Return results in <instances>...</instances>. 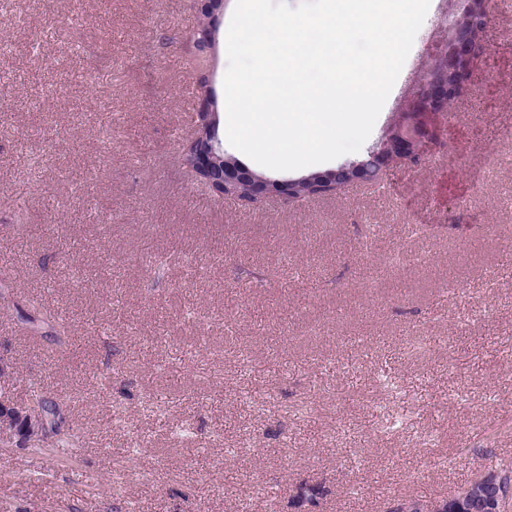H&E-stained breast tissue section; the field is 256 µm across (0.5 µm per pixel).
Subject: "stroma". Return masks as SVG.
Wrapping results in <instances>:
<instances>
[{
  "mask_svg": "<svg viewBox=\"0 0 512 512\" xmlns=\"http://www.w3.org/2000/svg\"><path fill=\"white\" fill-rule=\"evenodd\" d=\"M487 10L492 63L421 162L249 204L181 166L193 0L0 6V352L77 438L0 447V512H296L302 483L310 512H385L512 471V9ZM452 11L430 0L365 148Z\"/></svg>",
  "mask_w": 512,
  "mask_h": 512,
  "instance_id": "1",
  "label": "stroma"
}]
</instances>
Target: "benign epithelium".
I'll return each instance as SVG.
<instances>
[{"mask_svg": "<svg viewBox=\"0 0 512 512\" xmlns=\"http://www.w3.org/2000/svg\"><path fill=\"white\" fill-rule=\"evenodd\" d=\"M455 2L456 13L448 24V49L435 58L423 74L417 91L402 108L379 146L369 150L360 160L318 174L320 183L330 191L354 182L366 183L373 174L384 176L398 163L415 161L414 152L422 153L438 140L439 127L428 123L426 117L430 114L448 116L478 60L488 56L484 41L485 3L481 0ZM222 5L223 0H195L201 23L194 28L190 42L202 59L210 52V45L216 42L218 29L213 21ZM213 106L211 89L205 85L201 87L199 125L212 128L213 135L192 143L190 168L198 181L213 191L247 185L251 192L246 199L250 201L298 200L296 187L299 180L264 177L224 157ZM15 372L14 362L0 354V445L16 439L27 448L42 446L53 435L51 416L31 400L19 403L14 399L9 381ZM491 505L495 512H509L512 488L507 490L503 486L501 471L488 467L452 496L397 500L390 503L387 512H481Z\"/></svg>", "mask_w": 512, "mask_h": 512, "instance_id": "benign-epithelium-1", "label": "benign epithelium"}]
</instances>
